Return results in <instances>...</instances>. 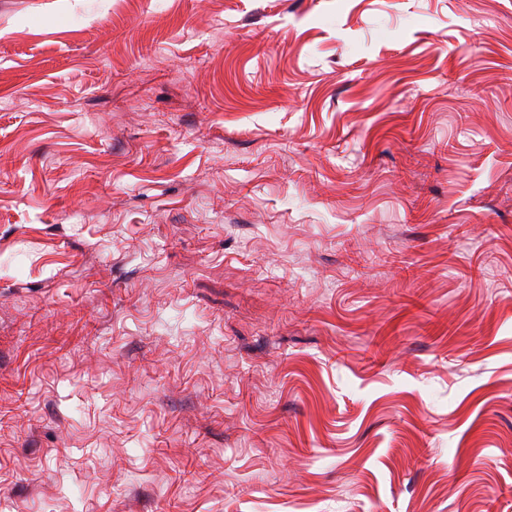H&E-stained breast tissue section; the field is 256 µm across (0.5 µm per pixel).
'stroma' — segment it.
Here are the masks:
<instances>
[{
  "instance_id": "obj_1",
  "label": "stroma",
  "mask_w": 512,
  "mask_h": 512,
  "mask_svg": "<svg viewBox=\"0 0 512 512\" xmlns=\"http://www.w3.org/2000/svg\"><path fill=\"white\" fill-rule=\"evenodd\" d=\"M0 512H512V0H0Z\"/></svg>"
}]
</instances>
